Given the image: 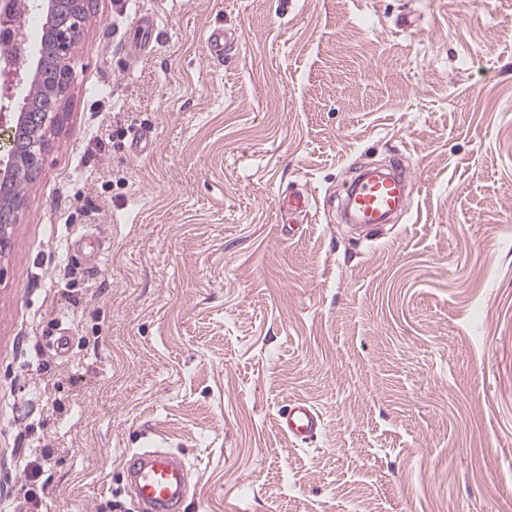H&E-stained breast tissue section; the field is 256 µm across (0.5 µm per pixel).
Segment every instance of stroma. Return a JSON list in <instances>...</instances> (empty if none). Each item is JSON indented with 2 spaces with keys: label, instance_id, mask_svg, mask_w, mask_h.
Instances as JSON below:
<instances>
[{
  "label": "stroma",
  "instance_id": "35a3bbf8",
  "mask_svg": "<svg viewBox=\"0 0 512 512\" xmlns=\"http://www.w3.org/2000/svg\"><path fill=\"white\" fill-rule=\"evenodd\" d=\"M379 164L409 210L360 236L341 202ZM23 194L6 512H135L151 442L193 470L179 512L512 503V0H94ZM281 421L288 436L301 441L315 437L321 427L320 415L301 402L289 405L282 413Z\"/></svg>",
  "mask_w": 512,
  "mask_h": 512
}]
</instances>
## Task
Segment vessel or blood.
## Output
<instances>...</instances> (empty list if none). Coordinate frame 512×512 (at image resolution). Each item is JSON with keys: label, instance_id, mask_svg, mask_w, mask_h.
Here are the masks:
<instances>
[{"label": "vessel or blood", "instance_id": "b4317fda", "mask_svg": "<svg viewBox=\"0 0 512 512\" xmlns=\"http://www.w3.org/2000/svg\"><path fill=\"white\" fill-rule=\"evenodd\" d=\"M408 203L404 180L396 173L365 172L347 193V207L356 223L371 232L404 212ZM281 421L288 435L301 441L315 437L321 427L319 414L301 402L289 405ZM126 472L129 489L143 512H176L189 491L186 462L163 450L133 453Z\"/></svg>", "mask_w": 512, "mask_h": 512}]
</instances>
